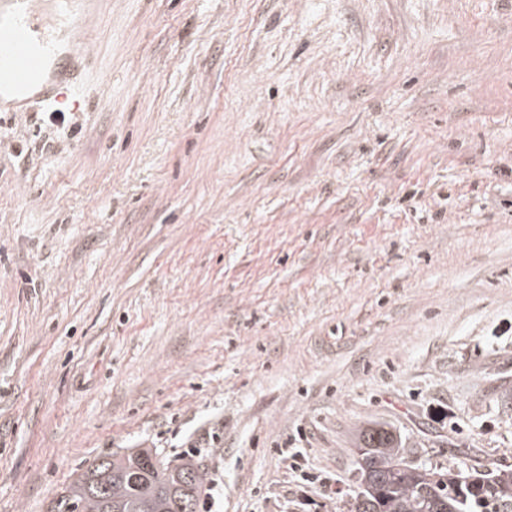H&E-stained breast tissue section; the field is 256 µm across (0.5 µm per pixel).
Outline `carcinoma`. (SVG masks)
<instances>
[{
  "label": "carcinoma",
  "mask_w": 512,
  "mask_h": 512,
  "mask_svg": "<svg viewBox=\"0 0 512 512\" xmlns=\"http://www.w3.org/2000/svg\"><path fill=\"white\" fill-rule=\"evenodd\" d=\"M362 471L354 499L365 498L361 511L348 512H512V467L479 464L467 469L426 466L422 473L398 469L407 459L402 440L392 430L362 432ZM206 474L191 460L177 463L150 449L131 448L101 457L53 498L47 512H198ZM482 482L473 494L468 480Z\"/></svg>",
  "instance_id": "obj_1"
}]
</instances>
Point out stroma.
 <instances>
[{"instance_id": "stroma-1", "label": "stroma", "mask_w": 512, "mask_h": 512, "mask_svg": "<svg viewBox=\"0 0 512 512\" xmlns=\"http://www.w3.org/2000/svg\"><path fill=\"white\" fill-rule=\"evenodd\" d=\"M87 110L0 114V512L218 433L339 512L360 430L512 466V0H112Z\"/></svg>"}]
</instances>
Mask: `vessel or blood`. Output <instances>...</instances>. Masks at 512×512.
I'll use <instances>...</instances> for the list:
<instances>
[{
	"label": "vessel or blood",
	"instance_id": "b4317fda",
	"mask_svg": "<svg viewBox=\"0 0 512 512\" xmlns=\"http://www.w3.org/2000/svg\"><path fill=\"white\" fill-rule=\"evenodd\" d=\"M0 16V112L4 97L21 104L56 102L58 87L83 98L80 74L90 59L86 34L102 0H19Z\"/></svg>",
	"mask_w": 512,
	"mask_h": 512
}]
</instances>
